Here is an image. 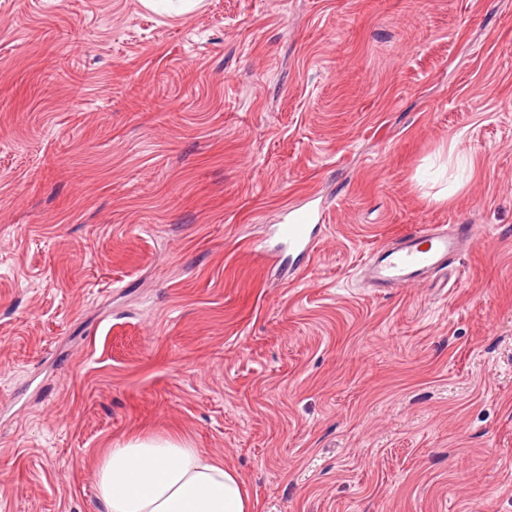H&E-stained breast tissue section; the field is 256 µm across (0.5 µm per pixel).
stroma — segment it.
Instances as JSON below:
<instances>
[{
  "mask_svg": "<svg viewBox=\"0 0 512 512\" xmlns=\"http://www.w3.org/2000/svg\"><path fill=\"white\" fill-rule=\"evenodd\" d=\"M437 224L455 281L366 287ZM140 433L255 512H512V0H0V512ZM286 220L274 224V233L279 240L288 245V249L308 254L312 250L313 237L316 229L323 221V215L311 209H293L286 211Z\"/></svg>",
  "mask_w": 512,
  "mask_h": 512,
  "instance_id": "1",
  "label": "stroma"
}]
</instances>
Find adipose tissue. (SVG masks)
Masks as SVG:
<instances>
[{
    "instance_id": "ef3b65f1",
    "label": "adipose tissue",
    "mask_w": 512,
    "mask_h": 512,
    "mask_svg": "<svg viewBox=\"0 0 512 512\" xmlns=\"http://www.w3.org/2000/svg\"><path fill=\"white\" fill-rule=\"evenodd\" d=\"M96 482L106 512H254L236 471L177 437L116 442L100 459Z\"/></svg>"
}]
</instances>
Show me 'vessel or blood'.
<instances>
[{"label": "vessel or blood", "instance_id": "1", "mask_svg": "<svg viewBox=\"0 0 512 512\" xmlns=\"http://www.w3.org/2000/svg\"><path fill=\"white\" fill-rule=\"evenodd\" d=\"M322 214L309 209H288L283 223L274 232L289 249L302 254L312 250L313 237ZM478 224L439 225L414 231L371 252L362 265L373 287L402 289L434 280L451 270L456 258L481 237Z\"/></svg>", "mask_w": 512, "mask_h": 512}]
</instances>
